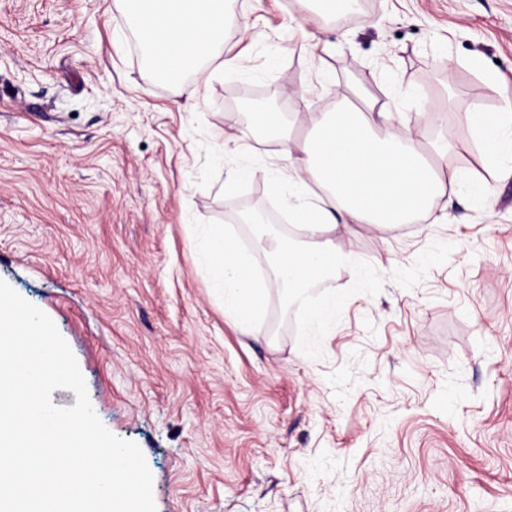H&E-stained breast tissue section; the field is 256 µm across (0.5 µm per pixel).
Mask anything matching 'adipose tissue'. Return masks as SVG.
Listing matches in <instances>:
<instances>
[{"instance_id": "adipose-tissue-1", "label": "adipose tissue", "mask_w": 512, "mask_h": 512, "mask_svg": "<svg viewBox=\"0 0 512 512\" xmlns=\"http://www.w3.org/2000/svg\"><path fill=\"white\" fill-rule=\"evenodd\" d=\"M148 60L160 78L179 83L203 71L217 57L224 39L225 0H120ZM390 104L358 89L343 94L338 106L318 113L303 146L279 136V153L287 168L265 171L287 187L284 206L306 241L293 245L257 239L269 249L273 286L286 299L300 296L309 280L325 277L344 263L345 255L327 238L339 224L384 229L422 219L435 202L447 199L451 184L443 173L451 147L445 138L425 155L407 130H386ZM466 123L484 156L512 169V102L493 112H470ZM302 157H295V150ZM204 257L213 280L224 292V313L243 332L262 316L267 288L230 231L209 234Z\"/></svg>"}]
</instances>
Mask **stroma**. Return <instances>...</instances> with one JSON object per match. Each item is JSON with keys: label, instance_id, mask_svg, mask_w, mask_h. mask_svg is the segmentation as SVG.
<instances>
[{"label": "stroma", "instance_id": "1", "mask_svg": "<svg viewBox=\"0 0 512 512\" xmlns=\"http://www.w3.org/2000/svg\"><path fill=\"white\" fill-rule=\"evenodd\" d=\"M139 49L117 0H0V280L141 448L156 512H512V174L465 120L512 99V0H229L234 67L203 82L158 79ZM351 87L391 96V127L423 144L454 141L458 187L416 224L337 226L351 264L291 304L271 290L244 334L203 240L231 227L271 279L227 211L281 214L255 169L283 161L271 134L233 142L239 102L282 98L299 140Z\"/></svg>", "mask_w": 512, "mask_h": 512}]
</instances>
